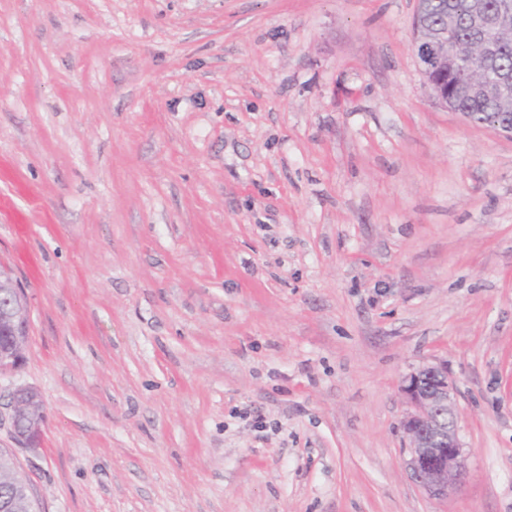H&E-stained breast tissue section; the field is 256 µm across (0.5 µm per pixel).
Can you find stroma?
I'll list each match as a JSON object with an SVG mask.
<instances>
[{
	"instance_id": "obj_1",
	"label": "stroma",
	"mask_w": 512,
	"mask_h": 512,
	"mask_svg": "<svg viewBox=\"0 0 512 512\" xmlns=\"http://www.w3.org/2000/svg\"><path fill=\"white\" fill-rule=\"evenodd\" d=\"M417 0H0V265L41 512H512V139ZM445 365L468 475L409 479ZM28 303L26 297L15 296L11 306L5 311H0V330L11 329L18 321L27 320ZM17 332L22 336H14L6 349L0 348V376L18 371L24 362V351L29 333L27 325L22 324ZM7 406V415L0 410V425L8 420L13 438L27 447H35L45 422L40 394L32 387H19L12 393Z\"/></svg>"
}]
</instances>
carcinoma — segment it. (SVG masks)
I'll use <instances>...</instances> for the list:
<instances>
[{"label":"carcinoma","mask_w":512,"mask_h":512,"mask_svg":"<svg viewBox=\"0 0 512 512\" xmlns=\"http://www.w3.org/2000/svg\"><path fill=\"white\" fill-rule=\"evenodd\" d=\"M419 35L438 41L448 55V108L481 123L512 119V99L505 101L493 90L512 74V14L497 26L482 30L480 17L504 14V0H422ZM486 60L474 80L480 90L460 73L476 60ZM17 472L0 454V496H11Z\"/></svg>","instance_id":"carcinoma-1"}]
</instances>
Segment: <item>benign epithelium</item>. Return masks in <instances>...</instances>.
Returning a JSON list of instances; mask_svg holds the SVG:
<instances>
[{"label": "benign epithelium", "instance_id": "obj_1", "mask_svg": "<svg viewBox=\"0 0 512 512\" xmlns=\"http://www.w3.org/2000/svg\"><path fill=\"white\" fill-rule=\"evenodd\" d=\"M432 95L448 107L444 80L423 71ZM27 298L15 296L11 306L0 311V330L27 319ZM27 337L16 336L6 349L0 348V375L18 371L24 362ZM403 391L411 411L403 421L408 442L406 470L428 495L445 498L467 475L465 455L459 438L460 411L448 372L443 366H423L404 379ZM8 413L0 411V423L9 422L13 438L28 447L39 443L45 422L44 404L32 387H19L11 396Z\"/></svg>", "mask_w": 512, "mask_h": 512}]
</instances>
